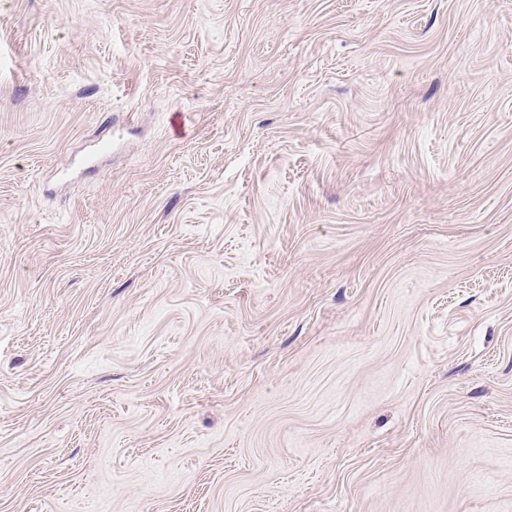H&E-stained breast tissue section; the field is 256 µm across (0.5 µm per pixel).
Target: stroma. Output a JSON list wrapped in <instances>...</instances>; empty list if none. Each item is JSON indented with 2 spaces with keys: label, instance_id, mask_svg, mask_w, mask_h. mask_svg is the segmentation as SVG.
<instances>
[{
  "label": "stroma",
  "instance_id": "stroma-1",
  "mask_svg": "<svg viewBox=\"0 0 512 512\" xmlns=\"http://www.w3.org/2000/svg\"><path fill=\"white\" fill-rule=\"evenodd\" d=\"M0 512H512V0H0Z\"/></svg>",
  "mask_w": 512,
  "mask_h": 512
}]
</instances>
